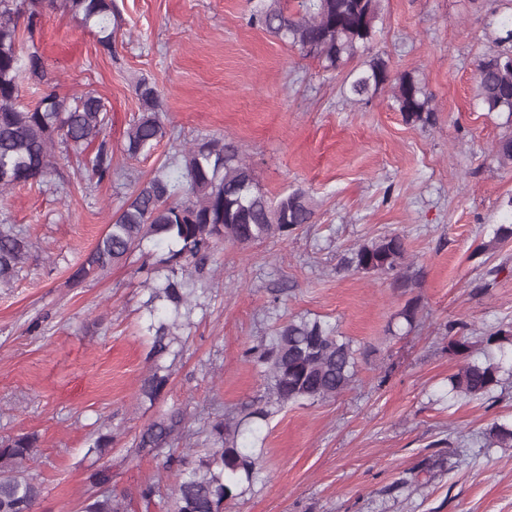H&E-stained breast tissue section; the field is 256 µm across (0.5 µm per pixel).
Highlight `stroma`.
I'll use <instances>...</instances> for the list:
<instances>
[{"mask_svg": "<svg viewBox=\"0 0 512 512\" xmlns=\"http://www.w3.org/2000/svg\"><path fill=\"white\" fill-rule=\"evenodd\" d=\"M257 0H115L111 52L71 14L42 6L35 39L61 96L95 91L111 108V177L62 163V182L0 196V222L33 247L0 288V438L38 437L28 474L44 488L35 512H80L91 476L109 467L128 512H163L173 485L162 458L132 452L138 433L177 406L200 415L259 401L248 348L294 315L336 323L360 350L354 387L335 400L289 406L263 431L269 478L227 512H512V448L484 433L512 415V379L492 405L448 404L440 391L460 359L450 337L512 327V243L480 251L512 208V170L490 154L501 118L478 104L476 64L495 50L512 0H381L367 50L393 73L422 79L433 125L406 123L390 90L351 103L344 72L324 71L249 16ZM160 91L166 137L128 158L125 131L141 112L139 80ZM221 139L243 150L268 197L300 189L315 221L260 244L227 241L214 254L185 346L158 400H137L149 369L148 294L140 265L160 268L165 246L83 280L74 274L112 216L177 148ZM404 236L411 287L340 266L359 244ZM497 277H489L492 268ZM419 322L398 334L409 300ZM108 433L112 451L89 454ZM427 487L397 480L425 460ZM156 482L144 502L139 490Z\"/></svg>", "mask_w": 512, "mask_h": 512, "instance_id": "obj_1", "label": "stroma"}]
</instances>
